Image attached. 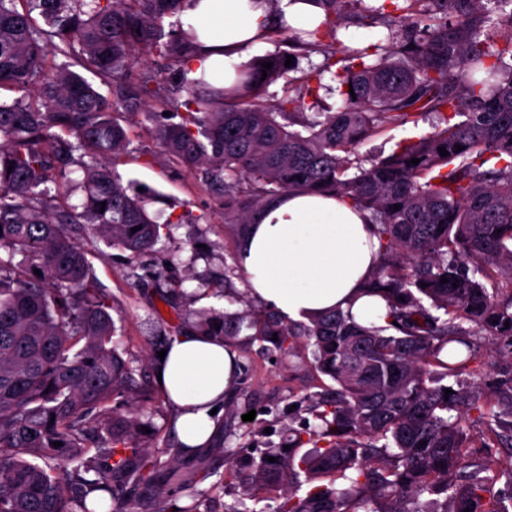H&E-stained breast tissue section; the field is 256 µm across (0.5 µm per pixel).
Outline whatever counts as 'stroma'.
I'll list each match as a JSON object with an SVG mask.
<instances>
[{
    "label": "stroma",
    "mask_w": 512,
    "mask_h": 512,
    "mask_svg": "<svg viewBox=\"0 0 512 512\" xmlns=\"http://www.w3.org/2000/svg\"><path fill=\"white\" fill-rule=\"evenodd\" d=\"M437 119L420 117L417 124L394 127L362 143L358 151L367 158L389 154L400 140L432 131ZM131 153L118 171L129 190H142L150 216L165 220L154 252L132 264L126 252L101 237L80 231L78 240L87 252L99 286L109 295L116 322L115 341L122 358L137 379L154 384L157 349L177 316H191L201 309H242L248 300L247 277L237 272L225 281V267L237 264L238 241L224 222V193L205 184L196 173L164 156L155 140L153 124L143 114L128 115L125 125ZM206 256L195 259L199 245ZM175 292L174 308H160L162 292ZM241 372L231 395L235 399L234 436L216 433L211 447L187 457L176 450L172 429L175 414L164 396H157L149 418L156 453L168 471L189 475L206 463L210 477L196 489L207 512H273L276 494L254 500L243 495L225 462L227 451L241 447L281 445L288 429L310 420L307 397L320 387V374L309 364L310 351L292 357L270 358L256 343L240 335L233 342ZM251 421H243L246 413Z\"/></svg>",
    "instance_id": "obj_1"
}]
</instances>
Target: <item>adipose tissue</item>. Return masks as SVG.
<instances>
[{"label": "adipose tissue", "instance_id": "adipose-tissue-1", "mask_svg": "<svg viewBox=\"0 0 512 512\" xmlns=\"http://www.w3.org/2000/svg\"><path fill=\"white\" fill-rule=\"evenodd\" d=\"M180 22L197 33L190 78L217 85L229 83L236 67L262 46L270 15L265 0H187ZM379 260V239L367 213L344 198L301 192L273 201L238 252L250 295L284 319L348 310L364 326L386 317L384 301L363 293ZM159 366V388L177 413L179 444L192 449L208 444L216 428L212 410L236 381V352L187 330L168 346Z\"/></svg>", "mask_w": 512, "mask_h": 512}]
</instances>
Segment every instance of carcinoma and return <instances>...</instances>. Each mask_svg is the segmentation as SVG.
Wrapping results in <instances>:
<instances>
[{"label": "carcinoma", "instance_id": "1", "mask_svg": "<svg viewBox=\"0 0 512 512\" xmlns=\"http://www.w3.org/2000/svg\"><path fill=\"white\" fill-rule=\"evenodd\" d=\"M313 2L325 20L288 46L323 62L302 72L298 94L268 104L265 87L293 70L282 51L229 88L186 78L194 35L170 21L183 0H0V88L20 93L0 99V512H130L140 492L156 512H200L196 479L180 482L190 506L158 481L138 406L152 396L116 349L112 304L72 231L85 224L131 260L155 246L159 225L117 171L122 114L154 99L170 112L156 127L161 151L224 189L237 236L270 199L303 190L350 199L381 244L366 291L387 304L382 325L340 311L307 324L198 313L195 330L226 342L244 333L292 356L306 341L314 370L336 383L309 395L317 425L288 429L290 449L228 456L250 497L283 491L274 512H508L512 464L494 472L487 457L512 453V0ZM347 18L382 24L386 43L342 44ZM492 23L508 30L493 44ZM138 54L179 81L134 71ZM337 65L344 104L311 120L305 97ZM425 114L438 118L433 132L356 157L366 137ZM76 168L84 200L72 204ZM478 273L500 281L495 292ZM481 338L507 347L487 400L473 390Z\"/></svg>", "mask_w": 512, "mask_h": 512}]
</instances>
